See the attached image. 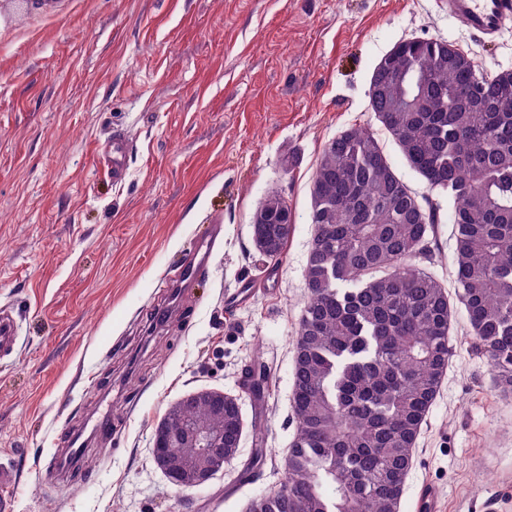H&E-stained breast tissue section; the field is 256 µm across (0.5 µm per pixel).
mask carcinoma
<instances>
[{
  "instance_id": "obj_1",
  "label": "carcinoma",
  "mask_w": 512,
  "mask_h": 512,
  "mask_svg": "<svg viewBox=\"0 0 512 512\" xmlns=\"http://www.w3.org/2000/svg\"><path fill=\"white\" fill-rule=\"evenodd\" d=\"M369 99L407 164L448 197L457 298L498 387L512 394V78L480 74L444 40L410 38L374 67ZM310 197L295 433L284 482L247 512H394L452 352L448 291L426 268L440 206L418 200L366 129L324 146ZM293 223L281 193L268 192L252 216L259 253L278 258ZM165 418L219 427L225 451H239L233 405L220 416L201 395ZM163 451L191 472L209 468L184 435Z\"/></svg>"
}]
</instances>
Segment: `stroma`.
<instances>
[{
    "instance_id": "stroma-1",
    "label": "stroma",
    "mask_w": 512,
    "mask_h": 512,
    "mask_svg": "<svg viewBox=\"0 0 512 512\" xmlns=\"http://www.w3.org/2000/svg\"><path fill=\"white\" fill-rule=\"evenodd\" d=\"M414 37L447 41L484 74L512 71V26L480 39L444 0H0V308L20 325L0 361L11 512H183L186 496L152 460L154 429L191 392L239 395L255 361L269 393L242 397L237 457L188 497L194 512H246L283 481L324 145L367 128L410 189L430 193L368 97L374 66ZM117 129L130 143L119 183L95 152ZM272 189L296 222L266 260L251 219ZM217 220L224 236L205 273L172 296L171 278ZM246 279L251 298L231 301ZM451 345L400 512H415L426 483L438 512H512V397L458 303ZM104 412L106 437L90 429ZM69 431L90 459L51 476ZM259 434L269 452L247 484Z\"/></svg>"
}]
</instances>
